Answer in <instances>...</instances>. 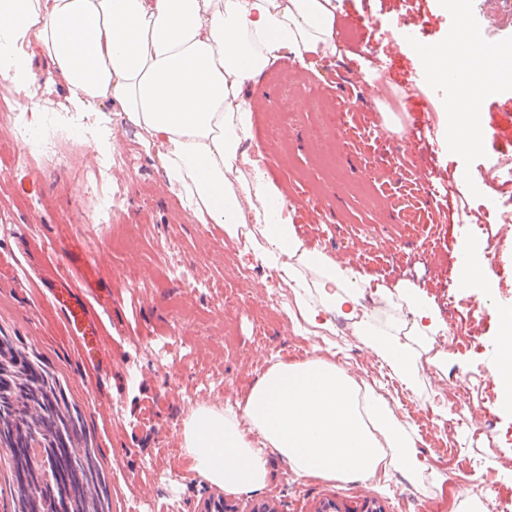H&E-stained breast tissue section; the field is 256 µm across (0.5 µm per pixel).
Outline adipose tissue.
<instances>
[{"instance_id": "obj_1", "label": "adipose tissue", "mask_w": 512, "mask_h": 512, "mask_svg": "<svg viewBox=\"0 0 512 512\" xmlns=\"http://www.w3.org/2000/svg\"><path fill=\"white\" fill-rule=\"evenodd\" d=\"M0 81L33 98L40 80L61 77L72 102L93 109L119 104L143 129L163 174L202 224L238 234L245 219L263 225L259 256L279 266L284 283L306 287L302 268L318 267L319 305L298 299L316 323L326 312L351 322L372 352L407 388L417 360L409 344L360 305L364 277L303 248L283 216L284 193L249 160L253 108L243 94L282 51L297 59L335 52L331 0H0ZM41 69H34V62ZM399 296L414 335L443 326L412 288ZM502 406L512 409V317L503 316L489 367ZM182 448L191 468L225 490L264 485L267 459L283 457L300 476L344 482L376 476L383 461L408 478L419 474L416 432L387 395L362 389L336 362L315 357L273 363L235 407L200 406L183 420Z\"/></svg>"}]
</instances>
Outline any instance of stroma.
<instances>
[{
	"label": "stroma",
	"instance_id": "obj_1",
	"mask_svg": "<svg viewBox=\"0 0 512 512\" xmlns=\"http://www.w3.org/2000/svg\"><path fill=\"white\" fill-rule=\"evenodd\" d=\"M335 17L363 20L364 55L345 42L337 51L299 65L291 53L272 64L245 89L253 104L252 135L270 178L288 190V214L304 248L340 259L351 256L368 285L409 286L434 306L445 327L458 319L459 303H482L476 322L480 345L448 348L439 373L424 369L411 390L421 461L416 480L387 466L367 482L330 481L293 474L270 456L269 475L259 490L224 495L236 512L275 502L280 512H320L342 498L351 506L375 500L386 512H491L499 494L512 495V411L492 405L484 421L493 436L456 430L455 461L437 451L446 438L443 414L431 405L440 377L468 372L483 383L471 405L500 391L490 374L500 334V315L512 311V230L481 224L474 203L512 196V170L490 171L489 162L512 154V83L487 75L471 93L480 100L484 134L480 149L452 144L456 95L449 81L426 74L418 48L468 41L512 47V0L487 21L482 7L469 20L443 10L438 0H332ZM414 32L403 51L400 23ZM378 60L387 86L398 96L396 110L371 100L363 70ZM0 340L49 371L82 418L79 447L93 450L106 480L104 512H198L215 485L189 471L181 455V423L197 406L217 408L239 400L280 360L304 361L315 347L365 385L388 383L376 356L343 319L330 315L320 328L300 315L295 301L281 311L266 307L262 282L234 275L253 256L217 224H201L170 189L144 133L117 112L68 110L63 80L44 83L37 109L0 82ZM62 111V125L81 127L89 137L64 141L73 169L18 164L12 127L39 126L46 113ZM106 131L115 153L133 151V170L113 172L112 190L123 191L118 222L86 223L94 208V142ZM432 169L431 182L421 172ZM459 194L448 192L449 185ZM79 244L101 260L92 272L94 297L102 310L101 346L77 344L48 301V288L68 286L63 249ZM492 257L501 272L484 297L449 288L448 272L464 250ZM177 251L182 275L169 271Z\"/></svg>",
	"mask_w": 512,
	"mask_h": 512
}]
</instances>
